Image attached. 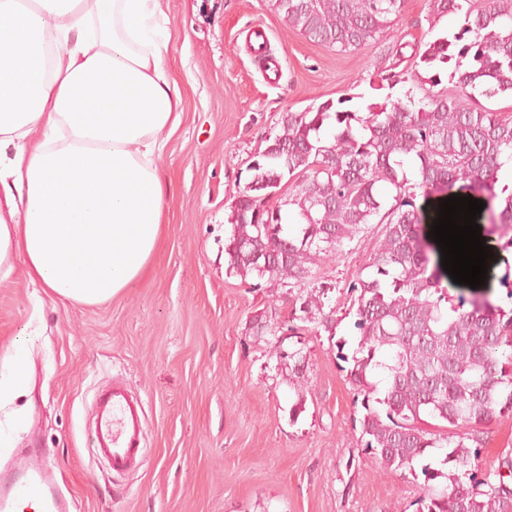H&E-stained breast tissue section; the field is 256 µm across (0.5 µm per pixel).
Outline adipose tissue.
Returning <instances> with one entry per match:
<instances>
[{"label": "adipose tissue", "mask_w": 512, "mask_h": 512, "mask_svg": "<svg viewBox=\"0 0 512 512\" xmlns=\"http://www.w3.org/2000/svg\"><path fill=\"white\" fill-rule=\"evenodd\" d=\"M170 24L160 0H0V267L49 297L110 300L154 251Z\"/></svg>", "instance_id": "adipose-tissue-1"}]
</instances>
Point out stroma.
I'll return each instance as SVG.
<instances>
[{"mask_svg":"<svg viewBox=\"0 0 512 512\" xmlns=\"http://www.w3.org/2000/svg\"><path fill=\"white\" fill-rule=\"evenodd\" d=\"M173 20L163 64L183 99V120L156 160L165 222L143 273L112 299L86 306L41 298L22 258L0 270V360L25 344L28 389L0 467L22 448L49 449L71 488L73 512H416L422 480L405 479L361 453L364 410L339 369L332 336L355 339L348 288L373 251L371 226L341 256L313 270L330 287L336 332H300L301 374L277 369L249 324L292 318L281 289L230 271L227 218L249 160L280 131L286 112L345 98L365 111L385 95L422 98L430 73L414 46L456 32L430 0H405L389 34L346 55L290 28L272 0H161ZM268 41L255 51L251 30ZM278 62L270 72L269 62ZM401 81L378 90L382 70ZM125 380L145 403L146 454L112 477L87 445L97 384ZM512 450V414L485 428L479 458L493 470Z\"/></svg>","mask_w":512,"mask_h":512,"instance_id":"1","label":"stroma"}]
</instances>
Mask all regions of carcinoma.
<instances>
[{"mask_svg":"<svg viewBox=\"0 0 512 512\" xmlns=\"http://www.w3.org/2000/svg\"><path fill=\"white\" fill-rule=\"evenodd\" d=\"M463 23L414 53L429 69L456 60L453 89L418 101L386 97L367 115L327 100L285 112L280 132L246 166L249 181L231 207L224 243L229 269L286 289L295 319L335 335L327 288H307L317 261L341 254L369 224L377 246L349 286L355 347L335 342L341 371L365 410L361 451L387 470L417 477V512H512V453L494 472L479 468L484 426L512 412V307L490 290L451 298L441 254L429 236L440 201L471 195L485 203L476 223L495 260L512 249V188L497 171L512 161V115L475 105L512 94V0H431ZM404 0H274L288 26L340 53L386 36ZM277 197L268 204L269 196ZM274 337L277 367L298 373L306 354ZM385 376L378 391L374 378ZM447 470L420 462L430 449Z\"/></svg>","mask_w":512,"mask_h":512,"instance_id":"obj_1","label":"carcinoma"}]
</instances>
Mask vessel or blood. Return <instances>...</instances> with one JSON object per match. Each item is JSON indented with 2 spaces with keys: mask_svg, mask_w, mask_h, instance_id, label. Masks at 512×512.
I'll list each match as a JSON object with an SVG mask.
<instances>
[{
  "mask_svg": "<svg viewBox=\"0 0 512 512\" xmlns=\"http://www.w3.org/2000/svg\"><path fill=\"white\" fill-rule=\"evenodd\" d=\"M92 455L113 475L135 470L145 453L146 412L125 381L99 387L86 428ZM72 499L62 489L48 452L30 449L19 469L0 471V512H71Z\"/></svg>",
  "mask_w": 512,
  "mask_h": 512,
  "instance_id": "obj_1",
  "label": "vessel or blood"
}]
</instances>
